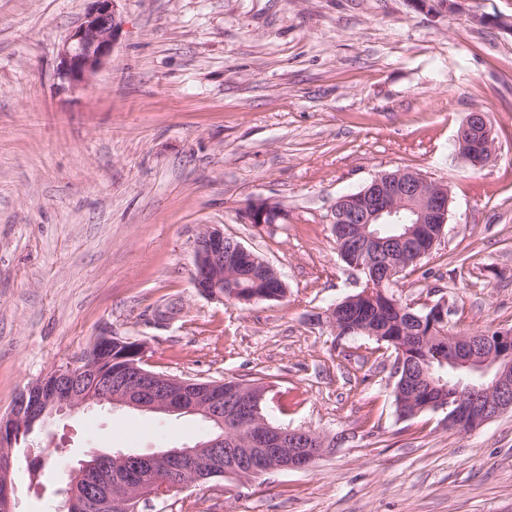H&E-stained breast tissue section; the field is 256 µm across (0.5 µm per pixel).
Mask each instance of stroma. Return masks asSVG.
<instances>
[{
	"label": "stroma",
	"mask_w": 512,
	"mask_h": 512,
	"mask_svg": "<svg viewBox=\"0 0 512 512\" xmlns=\"http://www.w3.org/2000/svg\"><path fill=\"white\" fill-rule=\"evenodd\" d=\"M86 0H0V414L103 333L148 344L154 371L260 378L273 424L333 440L307 470L195 484L140 512H512V412L463 435L445 411L398 419L395 354L318 315L362 289L331 210L403 168L447 183L448 223L394 291L446 300L459 333L512 330V0H117L110 59L59 90ZM497 153H455L469 112ZM270 198L283 224H248ZM217 224L281 274L283 299L209 300L196 240ZM175 319L157 323V306ZM192 415L96 407L15 448L18 512H56L83 454L194 444Z\"/></svg>",
	"instance_id": "obj_1"
}]
</instances>
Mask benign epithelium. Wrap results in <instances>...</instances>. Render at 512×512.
<instances>
[{"instance_id": "7a95c632", "label": "benign epithelium", "mask_w": 512, "mask_h": 512, "mask_svg": "<svg viewBox=\"0 0 512 512\" xmlns=\"http://www.w3.org/2000/svg\"><path fill=\"white\" fill-rule=\"evenodd\" d=\"M119 22L116 0H87L84 16L67 35L59 54V88H75L87 81L111 56ZM457 154L472 168L488 163L496 153L493 128L478 112L460 124ZM331 223L359 224L357 254L365 260L358 269H371L358 298L390 299L389 288L405 271L402 262H417L426 254L428 241H438L448 221L450 194L444 183L428 180L412 170L376 175L358 194L340 198ZM275 201L250 202L242 218L249 224H274L283 214ZM414 215L398 236L381 237L374 224H400L402 212ZM224 229L205 226L195 249L192 282L198 294L224 301ZM432 335L423 349L448 353V363L484 380L468 385L469 392L455 394V409L448 413V427L461 433L476 430L493 418L512 411V330L483 336L478 348L472 334H449L445 302L428 307ZM123 338L105 333L76 359L55 367L21 390L6 414H0V512H15L17 488L13 479V450L36 426L63 414L94 406L128 408L168 415H196L231 433L242 435L233 442L224 437L204 438L192 446L157 453L117 450L92 451L88 459L69 469L63 504L58 512H138L140 503L163 499L211 477H233L250 482L274 471L305 470L326 448L323 437L312 430L275 427L261 417L266 389L223 381L203 384L146 368L145 343H137L135 361L114 354L113 345ZM409 346L399 350L397 368L405 375L401 397L414 405L424 401L442 409L444 381L430 376L425 365L408 360Z\"/></svg>"}]
</instances>
